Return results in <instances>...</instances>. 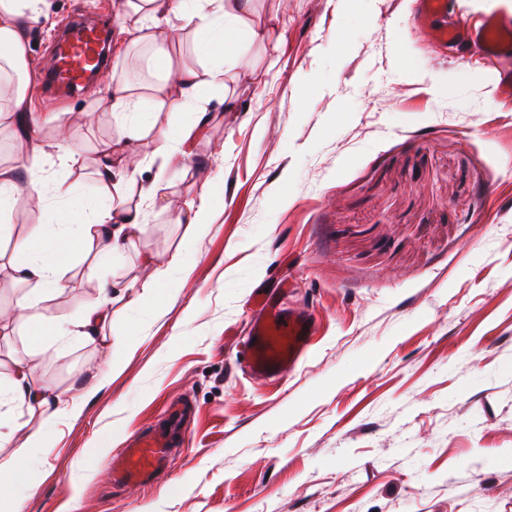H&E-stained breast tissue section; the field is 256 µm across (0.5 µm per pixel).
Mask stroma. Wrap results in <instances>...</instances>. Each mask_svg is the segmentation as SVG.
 Returning a JSON list of instances; mask_svg holds the SVG:
<instances>
[{
    "mask_svg": "<svg viewBox=\"0 0 512 512\" xmlns=\"http://www.w3.org/2000/svg\"><path fill=\"white\" fill-rule=\"evenodd\" d=\"M123 0H46L31 30V112L64 113L85 163L45 160L50 180L97 187L96 145L116 132L99 101L36 95L37 72L69 16L118 14ZM270 40L249 46L208 97L206 126L173 170L144 138L132 147L159 195L208 190L212 220L184 263L185 225L142 203L146 231L119 255L86 245L44 294L80 320L102 283L124 285L103 342L44 349L0 332V365L21 360L53 391L88 389L69 417L0 399V420L53 442L36 452L26 512H512V100L491 63L431 45L413 0H253ZM343 34L339 47L335 34ZM57 203L18 191L0 216V254L31 225L58 227ZM168 264L156 302L143 300ZM276 291L313 314L309 358L257 381L242 343L252 298ZM191 396L188 446L151 487H112L90 461Z\"/></svg>",
    "mask_w": 512,
    "mask_h": 512,
    "instance_id": "1",
    "label": "stroma"
}]
</instances>
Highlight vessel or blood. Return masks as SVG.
<instances>
[{
    "label": "vessel or blood",
    "instance_id": "obj_1",
    "mask_svg": "<svg viewBox=\"0 0 512 512\" xmlns=\"http://www.w3.org/2000/svg\"><path fill=\"white\" fill-rule=\"evenodd\" d=\"M414 19L435 44L446 48L473 45L499 60L501 67L493 81L499 95L512 100V17L491 13L473 27L450 12L449 0H417ZM100 36L95 26L69 21L55 42L53 67L42 73L43 89L85 88L99 65ZM313 329L314 320L307 311L284 306L276 294L266 296L244 343L249 374L271 379L291 372L307 357ZM192 413L188 403L170 404L158 424L129 438L109 464L113 482L147 486L167 468L171 450L184 439Z\"/></svg>",
    "mask_w": 512,
    "mask_h": 512
}]
</instances>
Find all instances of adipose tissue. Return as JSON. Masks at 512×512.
<instances>
[{
    "label": "adipose tissue",
    "instance_id": "ef3b65f1",
    "mask_svg": "<svg viewBox=\"0 0 512 512\" xmlns=\"http://www.w3.org/2000/svg\"><path fill=\"white\" fill-rule=\"evenodd\" d=\"M41 3L42 0H0V73L8 72L16 78L10 112L24 133L32 126L25 98L26 42L32 23L42 12ZM161 15L173 18L174 23L165 38L158 40L148 33L145 22L157 20ZM120 19L129 45L150 43L152 52L147 65L158 69L160 76L154 83L134 84L128 76V63L113 64L111 108L122 116L131 113L132 118L128 121L123 118L115 135L101 141L97 147L100 161L97 205L89 215L81 210L73 211L71 221L77 229L62 238L51 235L45 225H32L13 249L9 270L16 281L50 291L65 288L69 249L76 241H99L113 254L134 247L144 230L142 205L158 200L157 188L152 182L138 183V169L133 166L126 168L125 175L128 184L138 187L139 204L129 205L123 194L114 192L112 176L124 151L149 136L165 164H182L185 158L182 144L206 122L207 110L199 99L201 89L223 90L229 72L228 55H241L245 47L268 37L267 26L254 18L251 0H125ZM185 34L194 38L196 53L202 60L201 68L173 65L167 47ZM167 107L194 113L195 119L176 129L162 128L148 121V114ZM45 155L38 143L22 151L18 163L29 174L25 186H18L14 173L0 170V215L20 188L39 204L50 196L60 201L75 197V184L61 181L49 185L37 176ZM111 304L112 286L102 284L75 325L76 338L97 342ZM18 312L25 327L39 330L43 344H53L61 338L60 319L47 312L39 295L24 297L18 304ZM2 386L16 400L51 408L57 417L73 411L82 397L78 387L71 393L60 394L36 385L28 367L20 363L9 370L0 369ZM37 448L48 452L52 446L44 435L34 432L28 436L25 447L15 449L11 459L0 462V484L33 488L31 458Z\"/></svg>",
    "mask_w": 512,
    "mask_h": 512
}]
</instances>
